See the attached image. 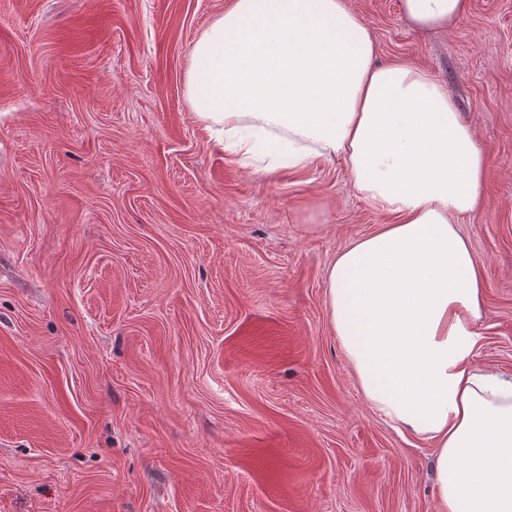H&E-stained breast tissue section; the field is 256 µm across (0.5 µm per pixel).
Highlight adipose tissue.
Returning <instances> with one entry per match:
<instances>
[{
	"label": "adipose tissue",
	"mask_w": 512,
	"mask_h": 512,
	"mask_svg": "<svg viewBox=\"0 0 512 512\" xmlns=\"http://www.w3.org/2000/svg\"><path fill=\"white\" fill-rule=\"evenodd\" d=\"M401 9L448 30L469 0ZM375 56L351 0H231L193 46L189 101L228 155L342 160L395 216L329 264L331 328L365 400L430 443L437 512H512V379L471 362L485 283L457 228L483 207L487 159L443 85Z\"/></svg>",
	"instance_id": "ef3b65f1"
}]
</instances>
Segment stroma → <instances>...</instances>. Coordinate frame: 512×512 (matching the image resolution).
I'll use <instances>...</instances> for the list:
<instances>
[{"instance_id": "1", "label": "stroma", "mask_w": 512, "mask_h": 512, "mask_svg": "<svg viewBox=\"0 0 512 512\" xmlns=\"http://www.w3.org/2000/svg\"><path fill=\"white\" fill-rule=\"evenodd\" d=\"M228 3L0 0V512H436L429 444L360 394L326 303L392 216L339 160L229 162L189 106ZM353 4L477 132L472 362L512 377V0L450 32Z\"/></svg>"}]
</instances>
